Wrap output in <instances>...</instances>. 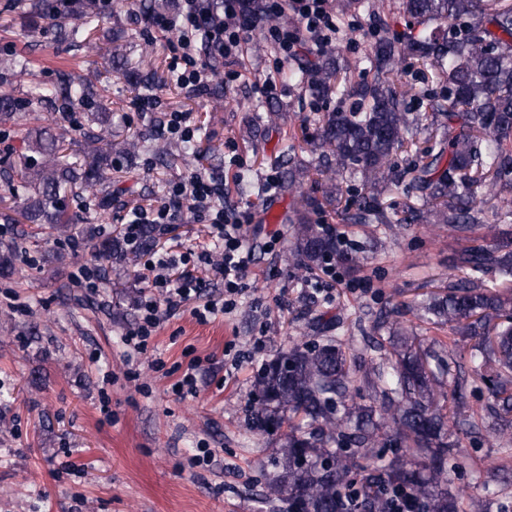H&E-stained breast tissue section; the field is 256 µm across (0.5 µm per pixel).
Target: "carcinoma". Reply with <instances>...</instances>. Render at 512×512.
Masks as SVG:
<instances>
[{
    "instance_id": "obj_1",
    "label": "carcinoma",
    "mask_w": 512,
    "mask_h": 512,
    "mask_svg": "<svg viewBox=\"0 0 512 512\" xmlns=\"http://www.w3.org/2000/svg\"><path fill=\"white\" fill-rule=\"evenodd\" d=\"M28 0L32 22L53 21L60 42L81 45L101 30L98 0ZM403 17L426 25L419 34L377 41L367 57L378 73H392L406 59L432 67L441 95L430 96L431 122L424 143L404 104L410 90L387 79L370 84L351 81L332 57L316 73L289 69L282 78L296 85L316 79L327 96L358 99L348 112L314 119L311 147L334 161L328 202L338 201L340 181L359 174L364 193L349 200L342 214L352 224H411L425 217L460 230L479 227L482 242L452 258L472 280L431 294L421 309L431 324L448 327L452 336L473 341L476 380L494 403L467 421L504 439L512 453V294L483 284L495 270L512 277V239L484 220L482 191L512 200V0H400ZM58 112L87 111V124L69 131L70 140L88 139L91 160L72 163L65 138L50 127L27 129L25 151L15 165L1 170L17 204L5 214L10 224H47L67 234L73 217L64 208L83 192L100 194L96 211L112 209V113L94 86L69 75L57 83L36 82L17 97L6 75L0 76V121L19 110L37 112L55 104ZM408 146L415 159L390 167L395 151ZM418 192L426 209L409 207L390 219L380 209L391 186ZM317 201L282 223L293 226L297 267L311 270L328 259L361 264L359 249L344 248L336 234L323 229L308 212ZM85 248L117 264L135 256L117 237L99 239L86 232ZM367 346L385 350L366 364L349 344L334 336L295 343L265 364L253 382L254 399L247 426L275 438L267 464L263 496L284 505L283 512H486V502L462 503L449 487L450 473L463 468L459 443L448 433V403L465 379L447 384L448 360L432 346L421 349L416 333L395 322L384 342L366 337Z\"/></svg>"
}]
</instances>
